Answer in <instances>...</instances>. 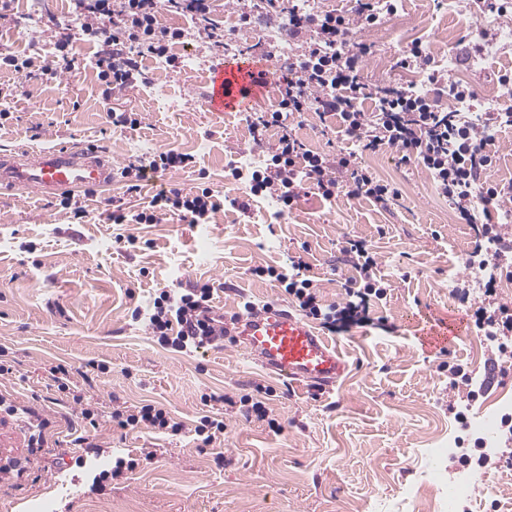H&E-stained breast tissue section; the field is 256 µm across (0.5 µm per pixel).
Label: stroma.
<instances>
[{"instance_id": "35a3bbf8", "label": "stroma", "mask_w": 512, "mask_h": 512, "mask_svg": "<svg viewBox=\"0 0 512 512\" xmlns=\"http://www.w3.org/2000/svg\"><path fill=\"white\" fill-rule=\"evenodd\" d=\"M404 15L425 19L427 28L400 30ZM213 18L224 31L223 49L186 36L172 48L183 61L177 72L139 56L136 84L116 95L107 94L95 66L104 45L75 30L70 0H13L0 23V53L36 63L22 79L0 68V84L16 88L0 98V153L50 142L90 145L110 153L120 169L148 164L168 149L192 156L187 167L140 182L118 175L109 187L74 191L86 208L82 219L61 193H0V364L9 369L0 376L8 402L0 408V512H35L45 500L50 512H387L414 487L419 493L406 512H440L443 490L421 486L425 452L460 435L457 412L472 419L512 399V362L504 363L498 388L472 399L466 387L450 385L448 367L459 364L481 378L492 342L471 331L430 353L415 336L423 321L464 317L493 299L512 307V285H502L512 272L497 273L495 297L474 288L461 301L475 229L458 218L424 167L399 163L390 151L363 158L399 191L383 205L343 193L326 201L308 189L280 217L275 199L260 196L248 212L226 206L207 224L173 214L135 223L163 188H208L221 197L245 189L228 166L251 150L249 113L209 111L203 96L215 61L244 52L261 59L274 43L242 26L222 0ZM484 18L474 0H463L452 15L439 0H400L396 15L361 32L369 48L364 75L373 85H396L375 59L399 63L415 42L434 61L465 46L481 48L469 30ZM43 61L53 73L39 70ZM505 73L512 74V47L478 71L457 63L450 76L472 90L470 105L482 113ZM116 112L136 114L139 126L113 125ZM284 131L314 151L356 148L335 118L309 111L266 132L260 162ZM116 210L124 223H114ZM352 240L376 256L386 293L372 300L369 324L333 333L349 363L333 391L288 385L227 342L175 352L134 317L161 292L202 283L213 286V304L228 318L247 301L285 303L278 282L252 270L285 272L296 260L306 263L304 275L322 304L345 303L344 284L356 274V257L347 251ZM58 364L69 369L75 393L54 386L49 370ZM76 393L83 404L74 403ZM245 397L263 403L265 419L246 415ZM148 403L182 422L185 433L113 426V408ZM85 406L93 418H84ZM205 415L226 425L223 440L209 447L194 433ZM44 419L51 438L40 446ZM79 436L109 444L93 466L75 463ZM148 449L154 458H145ZM459 454L455 447L437 461L445 476L465 472L472 480L471 496L454 512H512V464L464 469ZM116 457L131 460L132 469L91 491L93 476Z\"/></svg>"}]
</instances>
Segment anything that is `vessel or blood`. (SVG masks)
<instances>
[{"label": "vessel or blood", "instance_id": "obj_1", "mask_svg": "<svg viewBox=\"0 0 512 512\" xmlns=\"http://www.w3.org/2000/svg\"><path fill=\"white\" fill-rule=\"evenodd\" d=\"M257 87L247 66L213 64L204 103L210 111L243 108ZM112 183V159L88 147L63 145L39 150L20 149L0 155V191L18 188L41 194L64 189L107 187ZM455 324L429 327L420 343L446 345L459 335ZM237 347L252 362L296 386L332 390L348 370L345 356L308 320L281 304L256 307L239 315L231 331Z\"/></svg>", "mask_w": 512, "mask_h": 512}]
</instances>
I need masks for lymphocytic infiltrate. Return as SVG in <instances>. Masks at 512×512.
Segmentation results:
<instances>
[{"label":"lymphocytic infiltrate","instance_id":"obj_1","mask_svg":"<svg viewBox=\"0 0 512 512\" xmlns=\"http://www.w3.org/2000/svg\"><path fill=\"white\" fill-rule=\"evenodd\" d=\"M284 0H260L258 13H240L243 25H252L257 16L287 15L284 30L298 45L300 52L289 65L291 77L255 122L261 130L282 127L287 118L315 110L336 118L345 136L356 144L353 152L316 153L306 149L301 140L281 135L264 170L244 175L241 168L231 170L234 179H248L244 194L221 201L212 190L182 193L177 189L157 193L150 212L136 216L137 223L155 224L164 211L173 209L192 224L208 223L223 206L247 212L252 197L266 193L275 198L281 211L293 209L304 185L315 186L325 200L347 191L382 203L396 197L391 184L377 180L363 166L361 156L391 150L400 162L416 163L433 176L441 194L454 203L461 220L476 225V240L470 253L479 265L501 269V256L491 251L512 242V230L495 223L491 212L506 197L505 187L488 181L493 164L490 150L492 132L500 127L504 113H484L481 122L471 123L458 116V103L470 98L469 88L452 81L447 70L432 66L420 44H413L409 61L428 68L430 88L424 95L410 89L373 90L364 79L366 45L351 48L353 28L376 24L381 15L394 13L395 0H355L351 13L328 11L320 14L302 12L298 6L284 7ZM72 15L82 33L111 44L108 53L98 57L96 65L103 78L111 82L112 92L132 87L139 73L137 61L126 49L134 46L141 52L165 59L171 69L181 62L171 51L183 39L184 29L163 25L160 17L169 11L188 17L195 36L224 44V35L212 22L214 0H71ZM372 101V111H364L365 101ZM359 261L358 275L347 281L349 297L345 305H322L311 279L302 277V262L292 265V273L258 266L256 276L274 278L292 297L302 314L320 321L332 330L363 323L371 299L382 296L375 280L376 262L364 243H354ZM213 290L203 284L194 288H176L155 297L144 320L152 336L177 352H190L215 342L217 320L213 315ZM477 330L498 337L496 356L512 350L507 338L512 335V309L500 305L481 308L474 314ZM112 420L121 429L147 427L173 435L181 434L184 425L175 421L163 408L145 404L134 409H116Z\"/></svg>","mask_w":512,"mask_h":512}]
</instances>
